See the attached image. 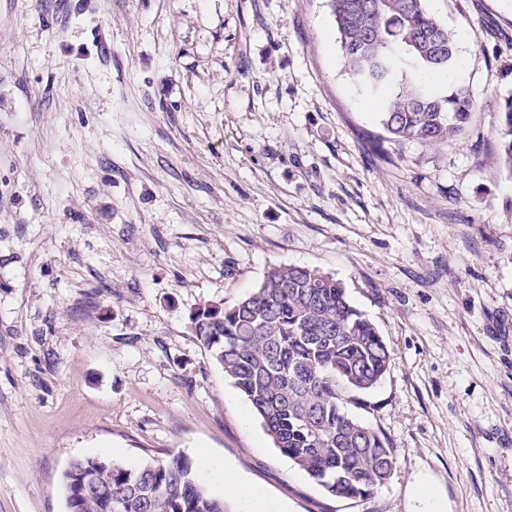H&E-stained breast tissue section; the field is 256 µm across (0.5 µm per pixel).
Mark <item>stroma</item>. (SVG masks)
Instances as JSON below:
<instances>
[{
	"mask_svg": "<svg viewBox=\"0 0 512 512\" xmlns=\"http://www.w3.org/2000/svg\"><path fill=\"white\" fill-rule=\"evenodd\" d=\"M477 106L382 140L330 0H0V512L70 463H231L288 512H512V0H427ZM273 265L345 286L392 351L348 411L394 449L365 500L275 447L189 328ZM499 153L504 165L512 171V96L503 98L497 107ZM407 495L412 512H451L447 492L430 472L417 473L408 486Z\"/></svg>",
	"mask_w": 512,
	"mask_h": 512,
	"instance_id": "stroma-1",
	"label": "stroma"
}]
</instances>
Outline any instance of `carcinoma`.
Returning a JSON list of instances; mask_svg holds the SVG:
<instances>
[{"instance_id":"1","label":"carcinoma","mask_w":512,"mask_h":512,"mask_svg":"<svg viewBox=\"0 0 512 512\" xmlns=\"http://www.w3.org/2000/svg\"><path fill=\"white\" fill-rule=\"evenodd\" d=\"M345 66L379 108L385 139L448 143L475 110L459 76L451 35L426 0H331ZM451 74L443 93L408 79ZM499 153L512 171V96L497 107ZM198 341L244 394L275 447L329 495L366 499L396 467L386 439L345 409L339 386L364 392L391 365L376 326L333 277L300 266H272L232 305L207 304L189 316ZM318 413L319 422L304 419ZM93 480L94 486L88 485ZM66 512H232L177 454L127 467L105 457L73 461L64 474Z\"/></svg>"}]
</instances>
